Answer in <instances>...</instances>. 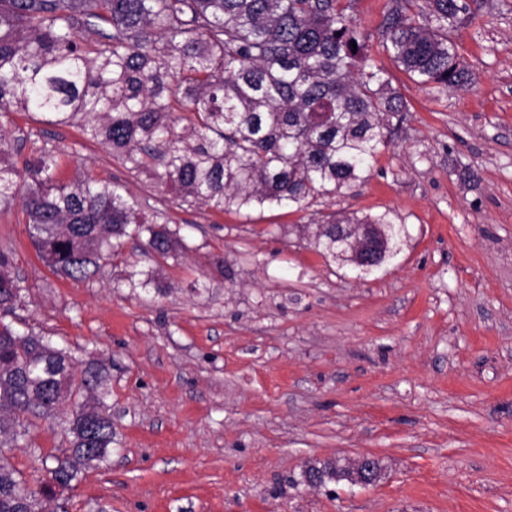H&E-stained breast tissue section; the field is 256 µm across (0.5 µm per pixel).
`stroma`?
I'll list each match as a JSON object with an SVG mask.
<instances>
[{"instance_id":"35a3bbf8","label":"stroma","mask_w":512,"mask_h":512,"mask_svg":"<svg viewBox=\"0 0 512 512\" xmlns=\"http://www.w3.org/2000/svg\"><path fill=\"white\" fill-rule=\"evenodd\" d=\"M458 32L472 75L437 94L378 51L387 0H355L369 52L407 102L369 177L288 212L244 216L183 202L77 127L14 112L78 174L128 188L187 243L164 263L129 240L94 279L38 257L21 204L0 208V250L22 304L12 326L108 366L115 440L60 493L68 512H512V8L479 0ZM389 211L408 229L363 273L326 258L303 227L327 213ZM153 271L145 288L128 271ZM71 407L11 452L26 477L68 446ZM378 457L371 486L307 468Z\"/></svg>"}]
</instances>
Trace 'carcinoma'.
Instances as JSON below:
<instances>
[{
    "label": "carcinoma",
    "instance_id": "cac0c4a2",
    "mask_svg": "<svg viewBox=\"0 0 512 512\" xmlns=\"http://www.w3.org/2000/svg\"><path fill=\"white\" fill-rule=\"evenodd\" d=\"M352 0H0V118L39 112L76 125L131 171H152L220 212L300 210L365 179L406 119L387 71L366 51ZM469 0H388L379 38L419 87L446 93L469 80L457 42L473 23ZM31 144L23 164L4 159ZM21 202L45 263L74 281L96 276L128 239H146L161 263L185 247L170 221L148 216L118 186L66 180L45 140L17 139L0 124V206ZM338 224H382L391 259L406 225L389 213L336 217L309 230L339 259ZM0 252V313L21 288ZM111 390L104 368L77 371L51 339L0 330V512H46L43 503L112 452ZM68 452L41 456L50 478L35 486L3 448L33 420L66 403Z\"/></svg>",
    "mask_w": 512,
    "mask_h": 512
}]
</instances>
